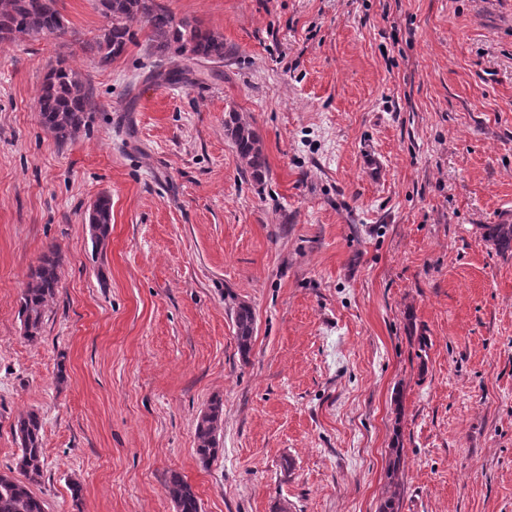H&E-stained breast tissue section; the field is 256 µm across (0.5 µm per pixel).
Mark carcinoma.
Masks as SVG:
<instances>
[{
  "label": "carcinoma",
  "mask_w": 512,
  "mask_h": 512,
  "mask_svg": "<svg viewBox=\"0 0 512 512\" xmlns=\"http://www.w3.org/2000/svg\"><path fill=\"white\" fill-rule=\"evenodd\" d=\"M100 11L107 19L102 33L84 43L85 52L95 59L112 61L119 57L134 33L131 25L142 19L149 28V46L164 54L171 50L188 61L224 60V38L214 31L187 20H176L158 0H99ZM17 31L22 34H67L68 27L55 0H0V34ZM90 108L87 86L75 73L57 67L47 74L40 97L38 112L44 127L63 143L86 126ZM227 134L235 144L238 156L252 178L260 181L267 171V160L256 133L240 122L234 113L225 121ZM88 223L96 225L97 244H104L112 224V203L109 197L96 200V210L88 214ZM484 234L502 251L512 250V224H484ZM60 251L50 246L37 266L31 269L24 288L19 319L23 338L36 341L41 334L45 308L55 295L59 282ZM236 339L242 354L251 349L255 318L251 307L239 304L234 311ZM224 403L210 400L195 425V452L203 465L216 456L222 426ZM42 420L35 412L20 417L14 425L19 443L15 466L0 473V512H45L44 502L33 488L44 481L45 458L42 448ZM395 458L389 469L387 497L379 512H397L402 483L399 479L401 449H393ZM168 495L176 512H200V504L190 485L174 475L167 485Z\"/></svg>",
  "instance_id": "carcinoma-1"
}]
</instances>
